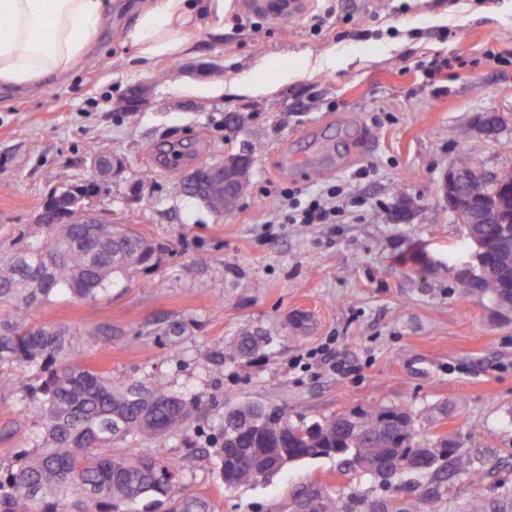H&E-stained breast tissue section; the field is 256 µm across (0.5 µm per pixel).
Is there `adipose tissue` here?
Returning a JSON list of instances; mask_svg holds the SVG:
<instances>
[{
  "label": "adipose tissue",
  "mask_w": 512,
  "mask_h": 512,
  "mask_svg": "<svg viewBox=\"0 0 512 512\" xmlns=\"http://www.w3.org/2000/svg\"><path fill=\"white\" fill-rule=\"evenodd\" d=\"M112 0H0V83L28 86L65 77L85 59ZM192 0H154L128 39L137 56L155 58L188 47Z\"/></svg>",
  "instance_id": "obj_1"
}]
</instances>
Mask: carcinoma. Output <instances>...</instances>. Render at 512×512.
<instances>
[{"label": "carcinoma", "instance_id": "obj_1", "mask_svg": "<svg viewBox=\"0 0 512 512\" xmlns=\"http://www.w3.org/2000/svg\"><path fill=\"white\" fill-rule=\"evenodd\" d=\"M94 184L74 186L47 200L52 214H69ZM512 169L497 184L464 186L476 216L512 222ZM201 201L220 215L224 187L210 186ZM39 232L15 252L0 257V366L22 365L39 383L31 398L41 443L0 476V512H132L149 499L152 512H213L210 497L191 489L185 467L164 457L165 442L196 419L198 399L171 392L160 382L126 381L82 363L85 338L59 324L32 327L30 316L56 296L86 300L107 290L114 279L149 262L155 245L129 224H40ZM465 240L480 246L483 272L464 293L511 309L512 239L501 225L467 224ZM143 448L131 454L112 449L124 441ZM421 447L416 414L406 408H355L323 422L295 421L288 407L225 403L216 425L214 448L227 489L266 481L297 461L342 459L345 474L367 475L386 489L402 486L415 472L431 485L406 498L391 495L369 505L314 489L297 512H439L448 474L471 473L469 456L441 440L429 463L379 475L377 465ZM467 512H512V494L495 499L477 491Z\"/></svg>", "mask_w": 512, "mask_h": 512}]
</instances>
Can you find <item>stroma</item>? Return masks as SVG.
Here are the masks:
<instances>
[{"label": "stroma", "mask_w": 512, "mask_h": 512, "mask_svg": "<svg viewBox=\"0 0 512 512\" xmlns=\"http://www.w3.org/2000/svg\"><path fill=\"white\" fill-rule=\"evenodd\" d=\"M146 2L112 0L68 77L0 84V255L36 231L52 191L88 183L85 211L157 247L98 298L45 302L32 325H111V344L90 343L84 363L198 397L204 427L229 401L284 404L310 420L380 404L420 412L422 443L447 436L472 461L471 476L442 485L451 512L475 490L512 488V313L456 279L471 252L440 191L459 154L512 167V62L495 60L512 52V0H310L286 24L225 0L223 15L190 29L187 54L142 60L126 33ZM305 61V78L271 94L230 90ZM200 79L228 90L188 92ZM134 89L135 110H120ZM488 112L508 123L493 138L476 129ZM170 144L191 147L188 172L249 152L236 205L218 215L186 196L159 161ZM101 155L116 163L104 178L93 168ZM327 197L335 223H287L292 206ZM247 333L262 344L234 354ZM35 383L23 367L0 372L1 472L39 443ZM206 444L191 430L165 454L188 465L215 512H295L318 485L382 494L373 479L342 474L336 457L228 491Z\"/></svg>", "instance_id": "35a3bbf8"}]
</instances>
